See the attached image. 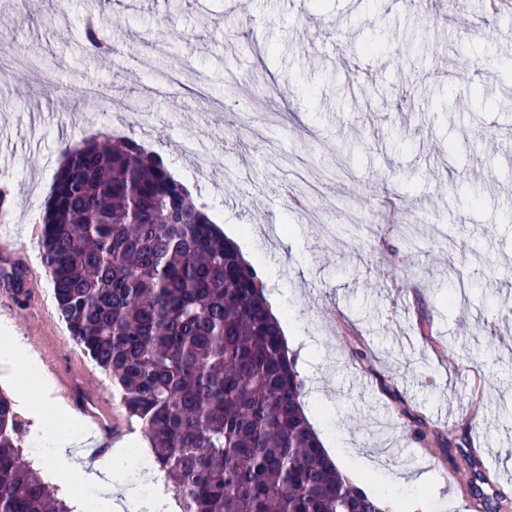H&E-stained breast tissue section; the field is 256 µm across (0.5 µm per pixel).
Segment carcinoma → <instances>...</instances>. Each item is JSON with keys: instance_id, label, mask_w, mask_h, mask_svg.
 I'll use <instances>...</instances> for the list:
<instances>
[{"instance_id": "1", "label": "carcinoma", "mask_w": 512, "mask_h": 512, "mask_svg": "<svg viewBox=\"0 0 512 512\" xmlns=\"http://www.w3.org/2000/svg\"><path fill=\"white\" fill-rule=\"evenodd\" d=\"M41 260L71 340L119 385L180 512H383L333 464L264 286L135 137L67 142ZM0 393V512H70Z\"/></svg>"}]
</instances>
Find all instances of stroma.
Instances as JSON below:
<instances>
[{
    "mask_svg": "<svg viewBox=\"0 0 512 512\" xmlns=\"http://www.w3.org/2000/svg\"><path fill=\"white\" fill-rule=\"evenodd\" d=\"M92 11L108 41L143 50L137 69L90 51ZM427 20L392 0H253L246 15L236 0H0V32L26 52L0 77V182L19 192L0 248L39 223L32 197H47L62 144L87 134L75 86L100 88L98 132L144 117L136 139L279 298L301 338L302 402L339 436L343 472L398 508L512 512V21L465 38ZM211 125L239 145L199 168L190 151ZM388 197L412 205L387 227ZM424 215L432 229L406 240L401 224ZM54 304L47 283L41 304L0 321L32 348ZM448 343L463 360L437 353ZM406 470L426 482L398 484Z\"/></svg>",
    "mask_w": 512,
    "mask_h": 512,
    "instance_id": "obj_1",
    "label": "stroma"
}]
</instances>
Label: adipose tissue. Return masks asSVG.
I'll return each instance as SVG.
<instances>
[{"label":"adipose tissue","instance_id":"obj_1","mask_svg":"<svg viewBox=\"0 0 512 512\" xmlns=\"http://www.w3.org/2000/svg\"><path fill=\"white\" fill-rule=\"evenodd\" d=\"M0 361L25 365L26 373L20 376L17 385L25 406L38 408L48 402L49 385L38 377V360L28 347L16 341L1 343ZM83 439L77 420L67 414L46 418L44 427L38 428L32 438L34 444L42 447L44 459L53 464L47 478L59 483L62 493L74 502L76 512H175L170 498L141 492L142 486L159 485L165 480L163 472L155 468L149 449L140 451L143 464L140 482L135 485L122 475L127 451L119 450L91 462L80 448ZM103 485L110 488V498L85 497V490Z\"/></svg>","mask_w":512,"mask_h":512}]
</instances>
